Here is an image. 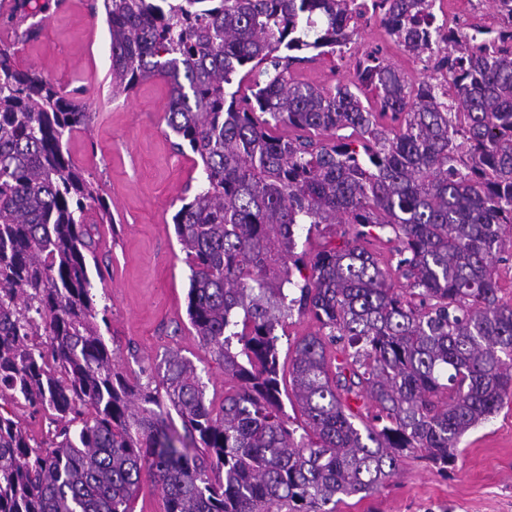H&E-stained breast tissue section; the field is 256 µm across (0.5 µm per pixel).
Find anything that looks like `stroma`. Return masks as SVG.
I'll return each mask as SVG.
<instances>
[{"mask_svg": "<svg viewBox=\"0 0 512 512\" xmlns=\"http://www.w3.org/2000/svg\"><path fill=\"white\" fill-rule=\"evenodd\" d=\"M31 0L29 12L43 20L37 41L15 45L21 66L34 67L93 112L91 132L71 133L66 148L75 166L101 184L113 224L101 225L98 261L104 279L94 280L97 308L105 309L104 340L129 381L157 370L167 351L191 359L206 395L221 400L232 382L210 358L187 317L190 271L172 217L186 186H199L202 173L192 152L173 149L164 115V82L140 86L128 99L111 100L108 36L92 0ZM379 49L385 63L412 81L428 71L395 43L379 24L361 27L347 52L320 56L295 67L291 77L330 89L353 80L357 59ZM453 466L442 469L417 454L404 456L398 473L373 496L348 497L337 512H512V395L458 444Z\"/></svg>", "mask_w": 512, "mask_h": 512, "instance_id": "stroma-1", "label": "stroma"}]
</instances>
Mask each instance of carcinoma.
I'll use <instances>...</instances> for the list:
<instances>
[{
	"mask_svg": "<svg viewBox=\"0 0 512 512\" xmlns=\"http://www.w3.org/2000/svg\"><path fill=\"white\" fill-rule=\"evenodd\" d=\"M102 10L112 99L163 81L173 146L201 165L173 215L187 315L236 385L215 406L178 350L145 385L122 374L91 294L87 213L114 220L63 146L93 113L0 47V392L55 425L51 444L34 446L0 411V512H134L145 477L165 512H336L378 491L405 451L454 465L460 438L512 394V306L495 277L512 228V10L479 40L442 36L434 0ZM372 21L430 56L453 97L375 52L327 91L286 77ZM281 125L303 134H275ZM347 128L327 144L308 136ZM303 224H346L352 239L306 261L295 252ZM387 228L407 291L365 247ZM294 313L318 323L288 366L300 430L283 408L276 334ZM352 398L371 409L353 413Z\"/></svg>",
	"mask_w": 512,
	"mask_h": 512,
	"instance_id": "obj_1",
	"label": "carcinoma"
}]
</instances>
